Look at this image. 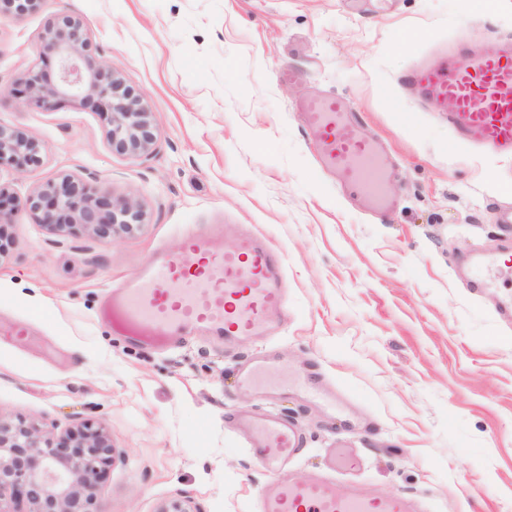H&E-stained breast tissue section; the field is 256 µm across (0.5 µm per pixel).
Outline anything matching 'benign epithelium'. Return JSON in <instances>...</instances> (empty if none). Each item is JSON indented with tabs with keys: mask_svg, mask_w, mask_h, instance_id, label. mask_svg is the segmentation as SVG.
Returning a JSON list of instances; mask_svg holds the SVG:
<instances>
[{
	"mask_svg": "<svg viewBox=\"0 0 512 512\" xmlns=\"http://www.w3.org/2000/svg\"><path fill=\"white\" fill-rule=\"evenodd\" d=\"M41 3L0 0V18L34 13ZM40 41L38 60L10 88H1L0 96L40 109L88 105L107 115L108 142L117 152L138 157L153 150L159 132L144 95L112 69L81 18L57 16ZM4 162L18 172L39 166V141L0 122V164ZM20 208L43 232H83L101 242L133 234L145 224L143 207L132 196H116L109 187L94 190L83 177L70 174L32 190L20 202L0 187V224L14 223ZM114 461L107 430L92 420L55 433L0 414V512H16L21 505L24 512H104L99 483Z\"/></svg>",
	"mask_w": 512,
	"mask_h": 512,
	"instance_id": "obj_1",
	"label": "benign epithelium"
}]
</instances>
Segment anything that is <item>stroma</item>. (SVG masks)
Listing matches in <instances>:
<instances>
[{"mask_svg":"<svg viewBox=\"0 0 512 512\" xmlns=\"http://www.w3.org/2000/svg\"><path fill=\"white\" fill-rule=\"evenodd\" d=\"M64 13L144 93L160 138L130 157L112 151L99 113L0 98V121L42 145L39 167L0 169L14 194L92 173L146 211L109 244L44 233L24 211L0 227V412L106 427L116 459L99 487L104 512H157L183 496L198 512H260L273 475L232 427L240 411L297 427L293 480L341 445L359 458L337 473L343 490L410 496L426 512H512V279L484 291L460 274L465 256L512 252V229L494 219L512 198V158L456 144L399 83L460 33L477 30L488 51L512 36V0H43L0 19V85L37 59ZM285 68L301 80H282ZM315 92L354 104L384 142L388 216L319 170L298 115ZM247 224L286 260L288 304L265 335L194 333L156 348L101 319L113 285L178 247L186 226L216 227L230 251ZM18 325L24 335H10ZM271 352L320 373L355 423L235 384L244 360Z\"/></svg>","mask_w":512,"mask_h":512,"instance_id":"obj_1","label":"stroma"}]
</instances>
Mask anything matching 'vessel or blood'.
Returning a JSON list of instances; mask_svg holds the SVG:
<instances>
[{
	"mask_svg": "<svg viewBox=\"0 0 512 512\" xmlns=\"http://www.w3.org/2000/svg\"><path fill=\"white\" fill-rule=\"evenodd\" d=\"M464 34L438 66H418L407 75L435 105L454 102L448 127L457 142L512 156V40H502L493 54L474 51ZM304 124L317 139L321 165L343 175L375 210L390 204L389 171L382 145L365 134L357 112L333 95L312 96L300 106ZM188 250L157 251L134 277L124 280L112 300L118 329L146 345L185 332L204 331L231 341L259 336L271 314L283 309L284 260L259 236L248 233L234 251L216 248L205 232L186 233ZM506 264L472 258L463 275L470 287L496 285ZM270 364L255 360L242 366L241 386L253 388ZM255 459L278 479L263 495L261 512H423L406 496H371L337 491L320 476L298 482L282 474L284 463L300 450L299 435L276 415L245 416Z\"/></svg>",
	"mask_w": 512,
	"mask_h": 512,
	"instance_id": "obj_1",
	"label": "vessel or blood"
}]
</instances>
